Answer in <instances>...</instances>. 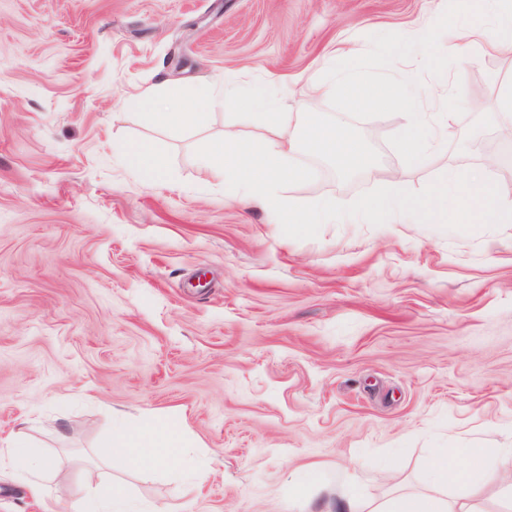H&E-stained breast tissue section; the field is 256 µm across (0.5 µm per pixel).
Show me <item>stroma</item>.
Returning a JSON list of instances; mask_svg holds the SVG:
<instances>
[{
    "label": "stroma",
    "mask_w": 512,
    "mask_h": 512,
    "mask_svg": "<svg viewBox=\"0 0 512 512\" xmlns=\"http://www.w3.org/2000/svg\"><path fill=\"white\" fill-rule=\"evenodd\" d=\"M447 0H0V512H75L88 475L154 512H338L425 492L435 448H483L512 473V225L387 221L298 240L243 210L197 149L224 133L139 118V93L227 73L331 113L304 75L333 48L434 23ZM512 51L475 45L445 73L475 108L428 162L388 144L404 115L356 121L377 172L344 182L304 152L294 201L352 202L482 171L512 201V132L496 112ZM153 142L159 176L125 151ZM167 425L178 456L98 468L121 426ZM26 444L69 480L32 495ZM202 458L204 477L174 475Z\"/></svg>",
    "instance_id": "1"
}]
</instances>
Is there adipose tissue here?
Returning a JSON list of instances; mask_svg holds the SVG:
<instances>
[{
	"mask_svg": "<svg viewBox=\"0 0 512 512\" xmlns=\"http://www.w3.org/2000/svg\"><path fill=\"white\" fill-rule=\"evenodd\" d=\"M163 435L157 429L132 428L115 438L102 441L95 458L108 466L151 469L164 459ZM493 458L482 448H437L431 453L426 472L429 491L420 495H399L365 505L356 489L340 495L348 512H480L476 471H491ZM77 512H136L123 486L100 483L88 490L78 503Z\"/></svg>",
	"mask_w": 512,
	"mask_h": 512,
	"instance_id": "obj_1",
	"label": "adipose tissue"
}]
</instances>
